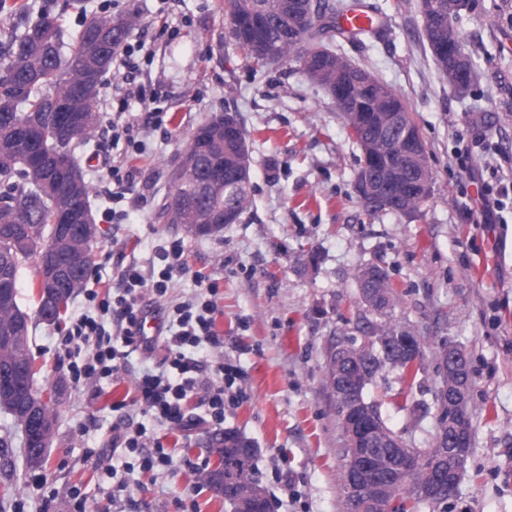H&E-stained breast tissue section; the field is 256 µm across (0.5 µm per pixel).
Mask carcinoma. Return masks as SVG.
<instances>
[{"label": "carcinoma", "mask_w": 512, "mask_h": 512, "mask_svg": "<svg viewBox=\"0 0 512 512\" xmlns=\"http://www.w3.org/2000/svg\"><path fill=\"white\" fill-rule=\"evenodd\" d=\"M460 6L449 0H420L424 31L430 46L448 44V30H457ZM343 0H224L229 34L234 43L259 68L284 59L315 67L303 71L327 90L339 111L349 104L359 120H347L351 136L361 150L357 175L391 197L382 209L363 201L372 214L385 212L412 216L428 199L412 190L423 175H432L428 160L410 163L402 154L403 129L384 124L375 93L394 99L398 95L361 68L334 51L330 43L348 38L337 24L346 10ZM0 10L13 18L0 41V380H14L0 387V411L21 426L15 415L35 389L33 358L29 350L32 319L57 323L72 297L83 287L89 267L92 242L82 246L62 233L59 216L92 211L91 186L86 182L77 152L98 128V101L103 77L136 26L129 14H100L85 18L81 28L69 32L49 8L32 12L24 0H0ZM362 73L367 86L354 84ZM78 114L84 125L67 132L63 118ZM250 161L245 133L234 122L224 132V114L213 115L189 137L170 179L173 190L161 205L157 219L166 224H216L224 230V207L235 204L243 212L251 200V183L234 178L243 162ZM19 180H14V176ZM34 259L32 287L37 309L31 315L19 303L17 281L20 270ZM366 283L389 296L397 306L399 295L389 273ZM398 330L392 316L365 322L367 336H392ZM365 351L363 387L374 383L385 368L396 369L403 379H414L418 367L411 357L390 352L387 362L377 363V347ZM346 374L336 358L328 357L326 384L336 389V378ZM209 451L224 452V466L238 478L253 482L251 469L257 449L235 432L212 442ZM431 484L430 497L416 494V486ZM448 503V478L437 480L422 469L399 485L393 512H416L423 506Z\"/></svg>", "instance_id": "cac0c4a2"}]
</instances>
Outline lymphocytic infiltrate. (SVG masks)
<instances>
[{"label":"lymphocytic infiltrate","mask_w":512,"mask_h":512,"mask_svg":"<svg viewBox=\"0 0 512 512\" xmlns=\"http://www.w3.org/2000/svg\"><path fill=\"white\" fill-rule=\"evenodd\" d=\"M184 243L168 239L156 249L159 267L151 276H144L137 265L130 264L122 272L123 289L112 298L99 297L89 292L94 305L93 314L74 319L64 338L67 349L87 354L84 364H70L68 374L73 384H90L101 377H112L127 371L132 354H152L153 346L139 342L137 330L145 313L144 293L164 297L175 277L184 270ZM216 287L207 284L204 292L190 301L167 311V334L164 338L166 354L162 367L135 378L137 401L144 413L156 420L185 429L200 422L222 425L225 412V387L235 380L234 369L221 365L222 385H214L204 377L205 367L197 358L200 346L223 347L224 341L215 330L218 306L214 299ZM113 315L119 328L110 334L102 322L105 315ZM197 398L202 415L187 413L185 403ZM121 443L129 452L140 453V467L151 471L157 468L174 469L172 452L164 448L158 437L140 427L124 431Z\"/></svg>","instance_id":"1"}]
</instances>
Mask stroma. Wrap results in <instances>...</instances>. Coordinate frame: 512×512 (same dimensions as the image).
I'll use <instances>...</instances> for the list:
<instances>
[{
	"instance_id": "1",
	"label": "stroma",
	"mask_w": 512,
	"mask_h": 512,
	"mask_svg": "<svg viewBox=\"0 0 512 512\" xmlns=\"http://www.w3.org/2000/svg\"><path fill=\"white\" fill-rule=\"evenodd\" d=\"M223 0H54L69 30L87 14L133 13L139 24L132 69L111 70L100 93L101 123L78 158L94 215L112 206L110 165L131 168L120 222L100 224L88 281L119 289L121 270L151 273L155 246L182 239L189 272L166 298L145 296L151 310L188 300L195 276L217 287L216 329L224 349L200 350L239 372L244 394L227 408L224 426L259 450L253 478L275 512H341L346 441L325 385L328 350L347 336L363 341L355 272L386 269L400 295L395 324L422 336L425 357L413 381L382 372L366 390L387 424L411 448L430 447L437 430L434 395L442 382L438 353L452 342L470 359L473 438L446 512H512V195L482 200V186L512 182V0H471L457 26L479 74L458 95L439 70L424 35L419 0H365L371 34L340 39L336 50L401 97L427 147L432 193L415 218L369 214L354 190L360 150L331 96L293 61L254 69L230 40ZM147 89L128 117L142 153L112 139L116 86L126 75ZM218 112L237 116L246 132L254 188L238 223L216 236H194L159 223L170 172L198 126ZM316 254V264L297 262ZM75 295L59 324L36 323L29 346L37 386L56 391L57 427L43 469L29 470L22 433L0 413V484L16 488L7 512H234L197 477L212 467L206 451L213 425L182 431L156 425L172 451L176 474L140 471L117 437L143 416L134 375L165 355L133 360V371L102 382L97 396L75 388L61 346L71 321L90 311ZM116 477H109L108 468Z\"/></svg>"
}]
</instances>
